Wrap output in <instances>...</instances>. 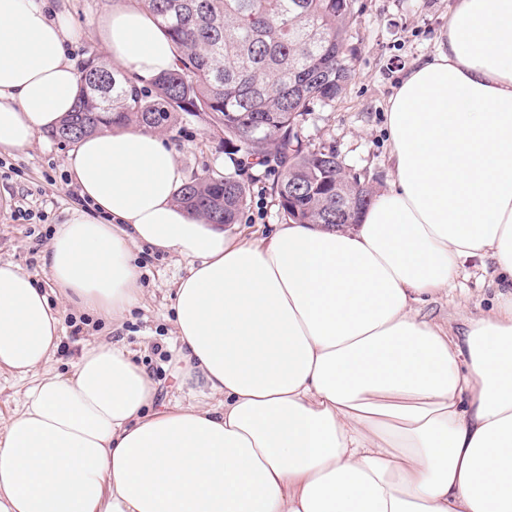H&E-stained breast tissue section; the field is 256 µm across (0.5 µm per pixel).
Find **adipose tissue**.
Segmentation results:
<instances>
[{
	"label": "adipose tissue",
	"instance_id": "1",
	"mask_svg": "<svg viewBox=\"0 0 512 512\" xmlns=\"http://www.w3.org/2000/svg\"><path fill=\"white\" fill-rule=\"evenodd\" d=\"M138 81L177 65L146 0L96 23ZM37 0H0V152L73 111L81 72ZM393 178L358 224H280L253 241L177 205L158 133L117 126L66 165L82 206L44 255L78 310L121 319L144 290L134 247L187 263L172 308L182 384L114 343L49 371L62 314L0 260V373L29 380L0 428V512H512V0H455L438 50L390 99ZM491 256L494 306L460 334L418 306Z\"/></svg>",
	"mask_w": 512,
	"mask_h": 512
}]
</instances>
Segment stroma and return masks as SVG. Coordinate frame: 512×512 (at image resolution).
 Returning <instances> with one entry per match:
<instances>
[{
	"label": "stroma",
	"mask_w": 512,
	"mask_h": 512,
	"mask_svg": "<svg viewBox=\"0 0 512 512\" xmlns=\"http://www.w3.org/2000/svg\"><path fill=\"white\" fill-rule=\"evenodd\" d=\"M50 18L65 20L73 36L68 56L83 63L100 45L97 19L110 0H42ZM452 0H357L347 41L352 76L344 92L328 106H314L302 125L310 147H333L346 170L360 175L374 189L391 179V144L387 129L389 100L407 70L429 56L448 27ZM177 162L189 178L223 174L221 132L204 120L186 116L165 134ZM72 145L53 137H36L31 147L0 154V259L10 260L46 282L43 252L57 224L63 223L81 199L65 167ZM279 172L270 166L248 169L247 206L231 233L261 239L284 218L272 187ZM145 290L139 308L109 322L70 308L63 315V340L52 364L66 372L85 340L102 336L129 350L157 385L156 404L201 400L176 378L170 287L186 264L174 254L139 250L135 253ZM496 294L492 258L463 263L452 295L442 294L420 304L423 318L462 330L465 316L489 309Z\"/></svg>",
	"instance_id": "obj_1"
}]
</instances>
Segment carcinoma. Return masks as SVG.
Returning <instances> with one entry per match:
<instances>
[{
	"label": "carcinoma",
	"instance_id": "cac0c4a2",
	"mask_svg": "<svg viewBox=\"0 0 512 512\" xmlns=\"http://www.w3.org/2000/svg\"><path fill=\"white\" fill-rule=\"evenodd\" d=\"M177 67L134 85L100 55L82 66L73 112L54 136L77 141L114 126L162 133L186 115L224 133L231 166L183 185L176 202L211 224H235L247 205L241 172L275 165L285 222L334 224L371 190L346 174L335 150L301 137L307 112L343 92L352 72L347 36L356 0H148Z\"/></svg>",
	"mask_w": 512,
	"mask_h": 512
}]
</instances>
